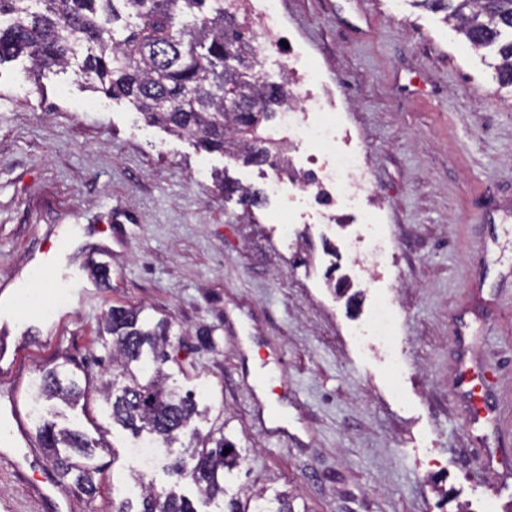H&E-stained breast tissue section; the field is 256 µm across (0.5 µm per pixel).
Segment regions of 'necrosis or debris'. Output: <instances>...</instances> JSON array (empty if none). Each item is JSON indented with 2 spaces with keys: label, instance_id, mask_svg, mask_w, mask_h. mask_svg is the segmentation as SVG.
Returning <instances> with one entry per match:
<instances>
[{
  "label": "necrosis or debris",
  "instance_id": "4bbe7bcc",
  "mask_svg": "<svg viewBox=\"0 0 512 512\" xmlns=\"http://www.w3.org/2000/svg\"><path fill=\"white\" fill-rule=\"evenodd\" d=\"M274 0H243L257 23L263 46L279 59L288 90V107L273 130L275 138L288 148V162L293 169L289 178H276L270 193L283 205L298 204L312 209L318 198L334 194L344 212L346 223L371 226L368 244L351 238L346 248L359 273L377 280L378 270L388 250L379 229L377 204L366 193L369 166L361 150L343 129L335 112L333 92L323 85L316 66L306 62L298 46H284L285 35L276 21ZM397 310L392 302L380 301L357 326L356 340L375 338L393 345Z\"/></svg>",
  "mask_w": 512,
  "mask_h": 512
}]
</instances>
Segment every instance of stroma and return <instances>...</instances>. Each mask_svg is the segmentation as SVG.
<instances>
[{"label": "stroma", "mask_w": 512, "mask_h": 512, "mask_svg": "<svg viewBox=\"0 0 512 512\" xmlns=\"http://www.w3.org/2000/svg\"><path fill=\"white\" fill-rule=\"evenodd\" d=\"M276 2L367 154L395 252L403 397L388 360L351 335L380 295L352 276L355 225L295 223L272 196L246 207L221 182L263 191L271 168L147 124L74 65L20 87L25 56L0 65V300L30 285L0 388L27 430L52 422L96 441V512H111L114 476L140 469L96 391L113 373L101 316L140 307L187 329L169 383L207 409L201 430L246 450L241 492L288 491L297 512H512V88L413 0ZM51 258L86 275L82 303L37 275ZM68 358L93 392L74 407L36 400L43 368ZM462 358L494 372L499 420L482 449L454 386ZM484 449L504 464L482 469ZM24 452L21 474L0 457V512H46L51 464ZM172 463L162 451L140 472L214 512Z\"/></svg>", "instance_id": "obj_1"}]
</instances>
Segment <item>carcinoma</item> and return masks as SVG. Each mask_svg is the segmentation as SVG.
I'll use <instances>...</instances> for the list:
<instances>
[{
  "label": "carcinoma",
  "instance_id": "carcinoma-1",
  "mask_svg": "<svg viewBox=\"0 0 512 512\" xmlns=\"http://www.w3.org/2000/svg\"><path fill=\"white\" fill-rule=\"evenodd\" d=\"M416 2L444 13V22L478 49L494 51L498 82L512 87V0ZM2 17L9 25L0 28V63L25 54L33 71L42 72L80 58V75L91 89L127 100L146 122L188 136L206 152L257 159L267 150L259 128L288 98L284 86L261 83L252 74L250 46L224 0H0ZM102 325L112 337L118 374L97 392L111 407L112 423L134 435L145 432L170 449L172 474L194 483L209 502L224 498L220 512H296L284 492L227 496L226 485L246 456L222 425L200 434L195 421L205 411L166 385L164 366H182V334L172 332L170 321L153 323L139 308H111ZM89 389L87 376L62 363L42 371L38 396L74 406ZM36 439L59 476L74 477L93 512V442L52 423L40 426ZM131 482L139 489L140 508L125 499L112 503V512H197L190 501L156 490L140 475Z\"/></svg>",
  "mask_w": 512,
  "mask_h": 512
}]
</instances>
